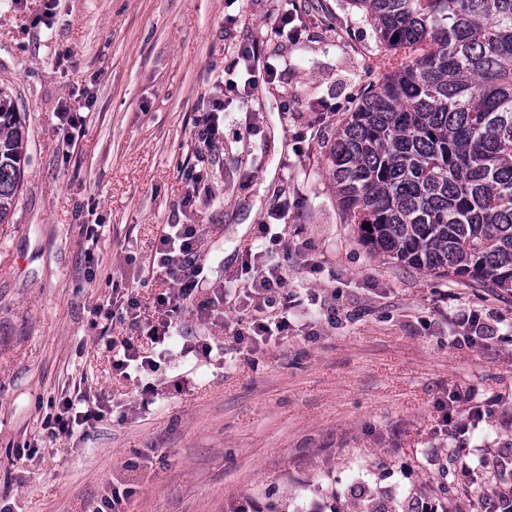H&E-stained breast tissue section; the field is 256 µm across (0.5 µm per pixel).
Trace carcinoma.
<instances>
[{
    "label": "carcinoma",
    "mask_w": 512,
    "mask_h": 512,
    "mask_svg": "<svg viewBox=\"0 0 512 512\" xmlns=\"http://www.w3.org/2000/svg\"><path fill=\"white\" fill-rule=\"evenodd\" d=\"M349 2L396 63L329 151L344 223L409 266L512 292V0ZM7 97L0 88V224L25 144Z\"/></svg>",
    "instance_id": "cac0c4a2"
}]
</instances>
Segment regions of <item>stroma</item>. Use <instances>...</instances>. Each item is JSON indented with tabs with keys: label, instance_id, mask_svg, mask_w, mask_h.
Here are the masks:
<instances>
[{
	"label": "stroma",
	"instance_id": "1",
	"mask_svg": "<svg viewBox=\"0 0 512 512\" xmlns=\"http://www.w3.org/2000/svg\"><path fill=\"white\" fill-rule=\"evenodd\" d=\"M294 11L296 31H279ZM257 44L277 72L248 88L255 134L227 82ZM372 29L343 0H0V84L25 128L28 160L12 221L0 224V512H94L113 492L126 512H481L512 490V293L378 255L345 223L327 152L348 112L389 67ZM226 102L224 143L194 132ZM329 112L316 123L315 110ZM70 107L75 123L61 125ZM203 177L182 207L190 175ZM286 204L280 245L288 285L335 318L294 323L251 353L222 320L185 316L183 341L223 352L161 354L141 330L98 312L135 289L151 312L170 224L196 225L206 286L243 289L241 265L267 213ZM311 250L312 273L298 253ZM488 336L458 341L456 309ZM129 341L158 368V394L112 368ZM82 391L102 418L52 440L57 400ZM477 394L489 427L457 440L452 396ZM469 462L473 478L461 472Z\"/></svg>",
	"mask_w": 512,
	"mask_h": 512
}]
</instances>
